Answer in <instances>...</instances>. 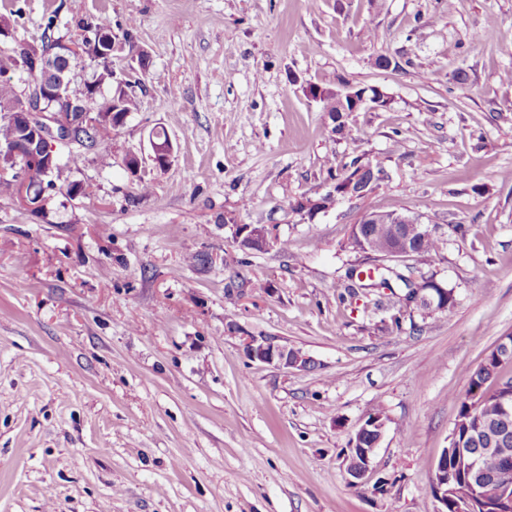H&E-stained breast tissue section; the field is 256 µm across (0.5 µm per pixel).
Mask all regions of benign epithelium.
<instances>
[{
    "instance_id": "7a95c632",
    "label": "benign epithelium",
    "mask_w": 512,
    "mask_h": 512,
    "mask_svg": "<svg viewBox=\"0 0 512 512\" xmlns=\"http://www.w3.org/2000/svg\"><path fill=\"white\" fill-rule=\"evenodd\" d=\"M123 39L117 35L107 36L103 39V45L95 43L85 48V51H95L97 57H109L114 53L116 45L122 44ZM83 58L77 46L68 43H60L54 50L33 57V70L43 74L41 80L28 94L20 97L24 113L28 114V121L22 123L21 137L11 145H3L0 150L7 152L17 160L27 171L48 172L59 165V156L56 145L63 141L75 127L79 126L91 131L98 126V113L85 104L87 96L79 90L71 88L72 73L76 68V62ZM67 61V67L63 71H57L58 60ZM387 98V94L380 88L375 92L369 89H361L357 86L345 84L336 92V111L348 116L350 112H357L361 108L369 106L376 108L380 99ZM52 102L59 105V109L49 112L43 109L42 104ZM79 112L74 113L72 109ZM175 148L173 142L165 145V151L159 152L158 146H153L146 155L129 153L124 158V163L131 167V172L142 177L147 173L163 171L168 168L174 158ZM372 166L363 164L358 172L340 181L337 189L330 191L331 200L325 202L319 200H302L305 208L312 209V213H318L328 209L333 201L339 199H357L368 195L374 188L376 180L370 175ZM364 223L376 225V230H396L398 224H411L413 219L402 213H394L390 216L380 212H369L364 215ZM233 239L239 249L244 251H267L279 244V239L274 227L268 224H235L233 225ZM414 305L431 311L435 308L436 294L422 281L417 287L416 293L410 298ZM227 331L239 336L243 351L247 358L253 362L273 365L279 368H292L299 371L310 369L314 362L300 351L280 344L276 340L263 336H252L235 324L227 326ZM380 441H375L373 447H357L356 442L350 443L347 458V474L351 483L361 484L365 482L372 471L373 458ZM448 452L441 455L436 464L439 480L434 483V496L442 504L447 505L448 499L456 502L458 512H512V473L505 471L500 478L499 499L496 507L490 509L480 506L481 497L477 495V482L481 471L479 460L469 458L465 460L473 481L463 485L448 488Z\"/></svg>"
}]
</instances>
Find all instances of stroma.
Here are the masks:
<instances>
[{"instance_id": "35a3bbf8", "label": "stroma", "mask_w": 512, "mask_h": 512, "mask_svg": "<svg viewBox=\"0 0 512 512\" xmlns=\"http://www.w3.org/2000/svg\"><path fill=\"white\" fill-rule=\"evenodd\" d=\"M0 15V55L105 18L150 59L138 110L68 175L84 194L54 190L41 213L0 195V512H440L457 403L512 335V0H0ZM310 83L391 103L351 113L346 142ZM160 127L175 158L136 193L123 159ZM362 153L388 172L369 195L291 211ZM396 200L446 237L396 270L452 288L453 313L347 278L366 260L352 225ZM236 224L273 225L287 251L243 253ZM230 323L314 368L249 360ZM375 409L384 435L353 487L347 449Z\"/></svg>"}]
</instances>
